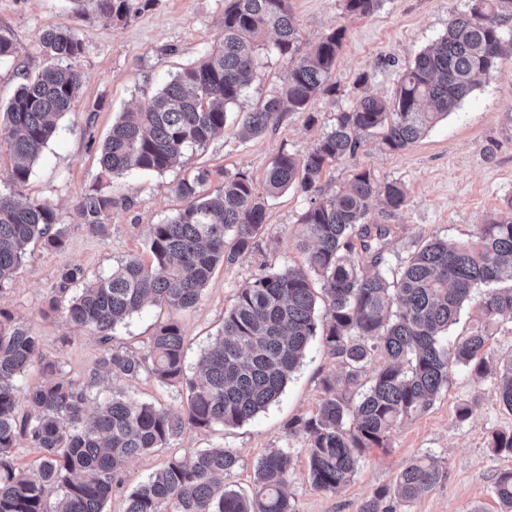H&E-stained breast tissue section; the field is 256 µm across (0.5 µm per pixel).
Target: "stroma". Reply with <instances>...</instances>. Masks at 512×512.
Masks as SVG:
<instances>
[{
    "mask_svg": "<svg viewBox=\"0 0 512 512\" xmlns=\"http://www.w3.org/2000/svg\"><path fill=\"white\" fill-rule=\"evenodd\" d=\"M227 4L228 0H150L120 22L94 10L88 0H0V34L10 38L15 48L11 58L0 62V105L9 102L23 77L50 65L41 44L45 30L73 29L83 44L82 52L67 61L80 76L74 108L59 120L20 188L23 196L56 210L67 227L65 245L60 250L35 248L14 285L0 292V310L30 328L41 352L59 359L64 377L88 382L103 348L89 332L60 318L42 317L60 270L77 264L92 278L129 257L148 259L150 225L166 221L184 206L174 191L178 182L205 169L217 185L223 174L240 171L266 199L257 249L233 265H217L194 307L175 312L146 306L113 335L114 343L143 352L160 325L177 320L188 339L186 372L196 375L200 356L221 330L224 312L238 288L258 270L305 263L297 243L303 236L300 218L308 199L292 188L267 196L265 178L272 162L283 152L308 154L331 129L337 114L349 109L360 94L392 96L408 65L446 33L452 18L467 11L469 0H383L376 12L365 17L348 15L344 0H290L298 54L309 52L332 30L345 31L332 76L335 92L317 99L309 112L284 113L279 122L256 135L244 134L238 120H228L222 133L204 147L186 150L177 164L163 172L102 177L99 150L114 120L222 43ZM503 33L506 44L501 57L456 112L403 150L386 149L380 135L365 136L355 156L325 169L321 185L328 195L359 168L370 170L379 182L404 185L407 206L392 221L394 234L381 255L382 270L397 272L431 236L469 238L476 225L502 212L504 197L512 195V20L504 23ZM274 42V33L263 35L251 82L236 111H252L284 85L288 66ZM362 75L367 83L355 87ZM94 188L118 201L104 238L92 234L78 213L80 200ZM339 370L321 338H314L275 403L239 426L185 430L171 448L130 461L124 485L113 492L107 512H123L128 490L159 470L169 453L188 457L215 446L235 449L240 455L241 467L225 484L243 492L252 488L261 456L277 448L290 449L293 465L287 491L299 512H359L377 488L394 487L406 464L425 455L440 460L439 483L411 501H394L395 512H501L493 486L500 473L512 470V455L494 453L488 442L493 432L512 429V411L498 401L493 376L481 377L462 366L452 369L447 388L428 411L402 421L385 447L364 454L345 486L334 493L314 488L308 479L307 440L289 434L286 424L317 411L322 379ZM111 386L140 401L176 410L187 406V390L151 379L116 378ZM462 405L471 409L464 421L457 417Z\"/></svg>",
    "mask_w": 512,
    "mask_h": 512,
    "instance_id": "35a3bbf8",
    "label": "stroma"
}]
</instances>
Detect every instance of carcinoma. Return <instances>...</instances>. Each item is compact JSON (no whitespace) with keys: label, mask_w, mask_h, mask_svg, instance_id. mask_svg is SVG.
Segmentation results:
<instances>
[{"label":"carcinoma","mask_w":512,"mask_h":512,"mask_svg":"<svg viewBox=\"0 0 512 512\" xmlns=\"http://www.w3.org/2000/svg\"><path fill=\"white\" fill-rule=\"evenodd\" d=\"M88 2L122 21L135 0ZM380 2L345 0V11L369 15ZM511 18L512 0H471L468 11L448 22L444 35L420 51L393 96L357 99L338 113L307 155H278L266 174L268 193L293 187L309 196L301 218L305 234L298 243L306 266L262 270L237 289L220 334L203 352L200 380L186 374L187 339L177 322L161 325L143 354L112 345V336L148 303L174 311L194 306L218 264L232 265L256 249L265 203L245 173L224 174L222 185L211 192L205 191L208 170L180 181L175 193L185 206L166 222L150 225V262L130 257L94 279L77 264L60 271L43 315L59 314L105 345L92 379L146 377L185 386V411L116 391L93 398L86 384L57 377L59 361L41 353L28 327L0 311V512H106L133 458L168 447L189 427L240 425L275 402L317 335L342 367L341 375L323 378L317 413L289 420L287 429L306 436L309 478L321 491L334 492L348 482L367 449L382 447L400 421L426 412L456 366L480 375L499 370L495 393L512 412V357L495 356L484 329L448 339V328L482 286L485 324H498L505 315L512 319V196L503 203L508 216L478 225L467 240L431 238L390 278L366 270L379 264L391 234L387 223L371 224L367 216L380 200L382 218L394 219L407 202L404 187L380 183L361 169L330 197L319 187L324 169L354 156L362 135L381 129L388 148L404 149L456 111L500 57L502 25ZM268 30L276 34L288 78L281 92L246 113L250 132L264 131L285 112L309 110L335 87L331 77L342 30L299 55L288 0H231L224 10L222 45L112 124L99 155L102 173L162 172L188 148L222 131ZM42 45L57 61L83 49L72 29L45 31ZM79 85L77 72L51 66L21 84L0 111V145L14 159L13 186L28 180L56 121L71 111ZM116 205L112 196L92 189L78 210L89 231L105 237ZM65 239L66 227L50 205L0 192V292L13 285L30 246L59 250ZM315 278L322 281L318 292L312 288ZM34 364L51 379L24 389L19 378ZM369 365L374 375L365 383ZM21 439L39 451L29 472L14 461ZM491 447L511 454L512 431L493 433ZM239 466L240 456L231 448H208L190 460L173 454L127 494L125 512H298L284 491L290 451L278 448L257 461L260 485L249 495L224 488L223 479ZM441 476L437 459L417 458L400 472L397 496L410 501L435 487ZM494 493L502 512H512V471L498 476ZM391 499L390 489L381 487L359 512H393Z\"/></svg>","instance_id":"carcinoma-1"}]
</instances>
